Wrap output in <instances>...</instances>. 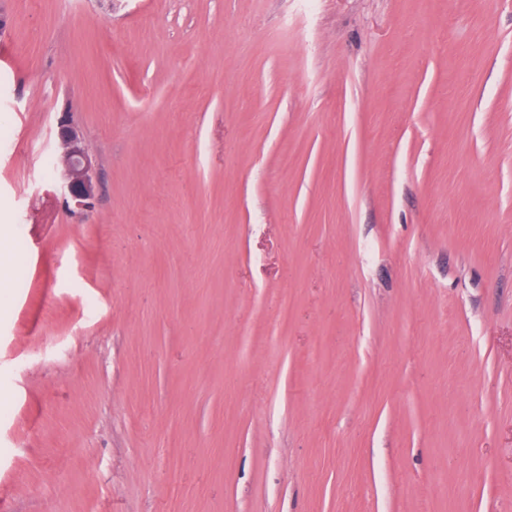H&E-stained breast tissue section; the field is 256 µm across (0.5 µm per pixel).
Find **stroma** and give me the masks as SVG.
Segmentation results:
<instances>
[{"label": "stroma", "instance_id": "1", "mask_svg": "<svg viewBox=\"0 0 512 512\" xmlns=\"http://www.w3.org/2000/svg\"><path fill=\"white\" fill-rule=\"evenodd\" d=\"M0 8V512H512V0ZM54 139L61 147L56 159L62 169L61 193L68 205L81 212L90 211L97 198L95 164L83 133L69 113L57 118Z\"/></svg>", "mask_w": 512, "mask_h": 512}]
</instances>
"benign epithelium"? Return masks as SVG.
Returning a JSON list of instances; mask_svg holds the SVG:
<instances>
[{
    "mask_svg": "<svg viewBox=\"0 0 512 512\" xmlns=\"http://www.w3.org/2000/svg\"><path fill=\"white\" fill-rule=\"evenodd\" d=\"M54 139L61 147L57 164L62 169L60 189L66 203L81 212L91 210L97 198L94 160L83 133L66 112L56 120Z\"/></svg>",
    "mask_w": 512,
    "mask_h": 512,
    "instance_id": "benign-epithelium-1",
    "label": "benign epithelium"
}]
</instances>
